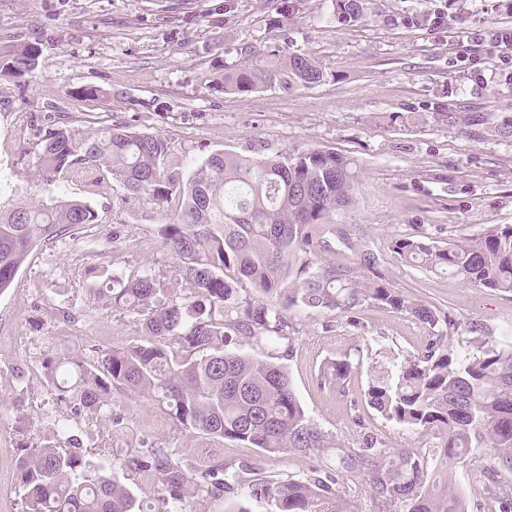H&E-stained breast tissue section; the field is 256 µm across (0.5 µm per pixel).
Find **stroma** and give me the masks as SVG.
<instances>
[{
  "instance_id": "stroma-1",
  "label": "stroma",
  "mask_w": 512,
  "mask_h": 512,
  "mask_svg": "<svg viewBox=\"0 0 512 512\" xmlns=\"http://www.w3.org/2000/svg\"><path fill=\"white\" fill-rule=\"evenodd\" d=\"M293 10L274 36L281 0H0V211L58 196L89 204L96 224L78 239L35 247L13 284L0 293V468H14L20 448L37 432L70 419L39 367L50 353L80 351L91 342L122 347L139 339L137 314L90 294V284L113 275L151 272L168 293L178 289L175 261L161 225L173 222L182 197L167 201L127 194L120 181L46 184L35 160L49 129L72 123L82 133L118 125L160 134L170 142L167 170L182 183L218 151L268 157L309 149L353 157L360 181L353 206L340 219L357 225L384 271L405 291L436 305L465 328L512 345V295H502L398 262L388 244L401 234L445 243L495 224H512V92L493 48L458 36L512 27V12L496 0H457V19L434 24L444 0H368L358 21L343 25L331 0H290ZM280 19V18H279ZM27 46L40 50L37 67L16 76L5 63ZM280 47L307 54L326 71L310 88L228 93L219 79L239 48ZM484 79L473 83L471 67ZM92 86L100 97H82ZM447 113L444 121L433 120ZM404 115L406 124L394 123ZM120 241H113V228ZM294 353L284 364L307 415L323 431L343 437L352 425L350 399L361 400L376 373L420 352L426 328L411 319L363 308L358 327L326 308L286 309ZM23 348H15V339ZM359 359L347 392L320 387L322 366ZM121 424L105 417L84 428L89 448L113 457L148 441L174 450L193 466L252 477L301 479L322 458L264 456L242 442L212 438L173 425L147 396L122 398ZM361 415L391 441L413 445L417 434ZM493 461L473 452L454 480L469 505L482 503ZM185 512H268L248 491L216 499L188 498Z\"/></svg>"
}]
</instances>
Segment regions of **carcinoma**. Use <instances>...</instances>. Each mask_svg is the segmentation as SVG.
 Listing matches in <instances>:
<instances>
[{
	"mask_svg": "<svg viewBox=\"0 0 512 512\" xmlns=\"http://www.w3.org/2000/svg\"><path fill=\"white\" fill-rule=\"evenodd\" d=\"M367 0H334L336 17L361 19ZM239 63L224 64V90L251 93L276 86L308 88L325 79L310 56L288 51L257 54L240 49ZM35 47L15 53L7 69L21 76L35 66ZM169 141L158 134L105 126L79 137L66 124L50 129L36 157V172L48 184L96 182L107 172L132 196L167 199L175 181L165 171ZM358 183L355 159L311 149L282 158H250L231 152L210 155L179 188L178 219L160 228L176 260L180 290L158 303L156 278L149 272L114 277L92 289L112 307L141 317L139 340L121 348H93L83 354L47 355L41 372L56 400L93 419L115 417L112 396H148L177 427L258 448L268 457L284 453L327 460L301 480L252 479L247 488L271 512H329L337 498V475L367 477L379 512H469L453 486V469L475 450L512 472V346L477 336L475 350L448 346L452 317L398 288L379 270L375 251L356 227L339 222L353 203ZM86 203L60 198L51 204H23L0 211V291L11 286L29 253L40 242L74 236L96 223ZM355 262L331 258L336 245ZM389 250L407 266L447 273L475 287L512 294V224H497L461 240L436 245L427 236H401ZM247 281L256 295L241 298ZM377 306L424 325L431 339L393 374L368 382V405L385 420L435 439L441 459L452 466L429 471L417 448L392 453L385 435L357 414L346 438H332L305 413L281 357L241 354L232 346L247 338L258 346L277 345L290 329L281 309L291 306L352 312ZM357 366L347 359L327 363L321 387L346 392ZM33 439L20 449L16 485L23 512H172L187 496L208 499L232 493L241 483L224 478V467L198 471L169 448L144 443L111 462L110 448H84L83 430L72 424ZM153 473L162 493L137 498L114 474ZM492 512H512V484L491 479Z\"/></svg>",
	"mask_w": 512,
	"mask_h": 512,
	"instance_id": "cac0c4a2",
	"label": "carcinoma"
}]
</instances>
